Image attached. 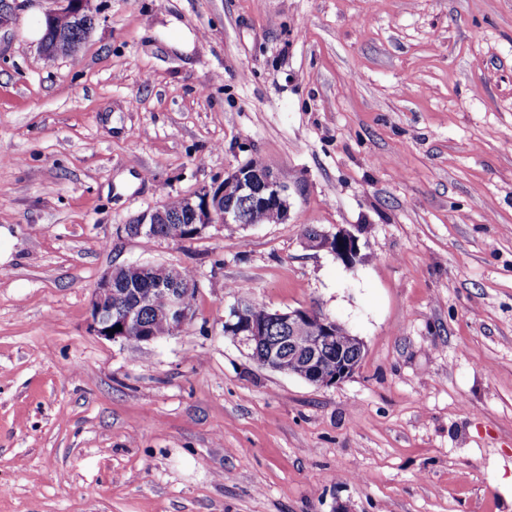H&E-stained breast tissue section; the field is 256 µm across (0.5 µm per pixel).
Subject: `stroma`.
Listing matches in <instances>:
<instances>
[{"label": "stroma", "mask_w": 512, "mask_h": 512, "mask_svg": "<svg viewBox=\"0 0 512 512\" xmlns=\"http://www.w3.org/2000/svg\"><path fill=\"white\" fill-rule=\"evenodd\" d=\"M0 32V512H512V0H91ZM262 159L281 224H125ZM358 239L347 265L308 226ZM192 270V319L89 328L110 268ZM239 301L364 344L328 387L224 334ZM52 1L55 7L46 11L44 17L50 20L53 19L51 22L42 25L44 27L42 39H45L48 50L41 41L39 52L44 58H54L56 56L73 58L77 55L82 43L94 29L98 20L97 18L94 20L93 17L88 15L89 13L83 12V10L90 11L87 6L89 0H79L80 2L78 0ZM68 11L82 13L69 14Z\"/></svg>", "instance_id": "1"}]
</instances>
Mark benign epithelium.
<instances>
[{
  "label": "benign epithelium",
  "instance_id": "7a95c632",
  "mask_svg": "<svg viewBox=\"0 0 512 512\" xmlns=\"http://www.w3.org/2000/svg\"><path fill=\"white\" fill-rule=\"evenodd\" d=\"M29 0H3L0 3V30L16 24ZM55 7L46 11L44 17L52 19L67 12L80 13L88 10V0H53ZM290 186L280 181L272 172L266 171L255 177L250 166L243 163L233 169L220 182L201 188L185 197L187 215L191 217L186 240H194L210 227L226 225L245 226L239 213L224 206V197L235 192L242 200L255 206H275L288 219L290 209ZM168 223L164 205H159L141 214L135 224L139 233H152L158 225ZM305 245L310 249H325L347 264L353 263L358 252V240L348 231L339 230L330 234L318 229L304 236ZM118 268L108 270L98 281L90 306L89 328L98 336L113 342L123 339L126 329L136 321L137 307L120 308L112 304L113 288ZM166 299L161 317L168 334L181 331L191 319L193 310L186 306L182 288L163 289ZM272 324L288 327V344L303 351L301 378L317 386H332L351 377L358 367L363 353V344L352 337L354 357L343 351H336V368L328 371L322 355L330 339L336 335L341 324L329 316L312 309L297 308L287 312L269 311L264 320H255L248 315L243 305H234L224 319V335L232 337L239 345L254 351L260 343L268 342V328Z\"/></svg>",
  "mask_w": 512,
  "mask_h": 512
}]
</instances>
